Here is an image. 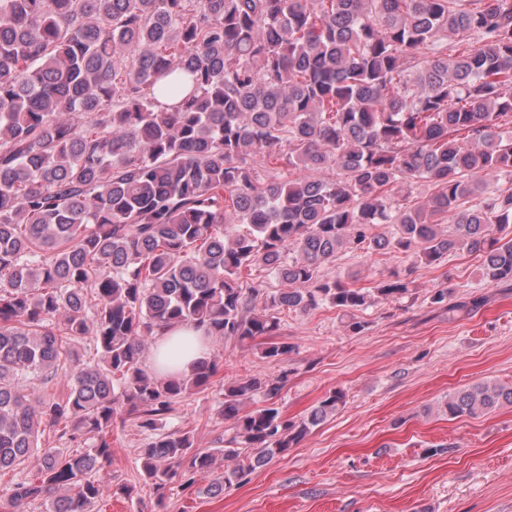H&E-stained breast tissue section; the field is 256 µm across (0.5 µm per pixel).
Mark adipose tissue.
I'll list each match as a JSON object with an SVG mask.
<instances>
[{"instance_id":"ef3b65f1","label":"adipose tissue","mask_w":512,"mask_h":512,"mask_svg":"<svg viewBox=\"0 0 512 512\" xmlns=\"http://www.w3.org/2000/svg\"><path fill=\"white\" fill-rule=\"evenodd\" d=\"M210 341L203 330L177 328L160 333L151 355V366L164 375L189 373L192 364L205 357Z\"/></svg>"}]
</instances>
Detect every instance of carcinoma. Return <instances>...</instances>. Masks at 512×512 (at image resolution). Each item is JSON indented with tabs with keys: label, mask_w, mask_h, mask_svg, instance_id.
<instances>
[{
	"label": "carcinoma",
	"mask_w": 512,
	"mask_h": 512,
	"mask_svg": "<svg viewBox=\"0 0 512 512\" xmlns=\"http://www.w3.org/2000/svg\"><path fill=\"white\" fill-rule=\"evenodd\" d=\"M419 181L432 193L414 203ZM458 249L512 284V0H0V475L14 473L0 512L131 495L108 471L130 418L158 498L226 460L211 487L241 481L345 394L288 420L287 376L237 379L218 407L231 435L199 448L163 422L216 363L156 375L158 332L202 328L278 360L283 310L373 302L323 276L338 253L431 266ZM256 267L288 288L245 281ZM410 287L392 274L374 293ZM430 300L450 318L478 308L446 287ZM61 376L65 397L48 392ZM504 406L512 385L481 381L437 411Z\"/></svg>",
	"instance_id": "cac0c4a2"
}]
</instances>
